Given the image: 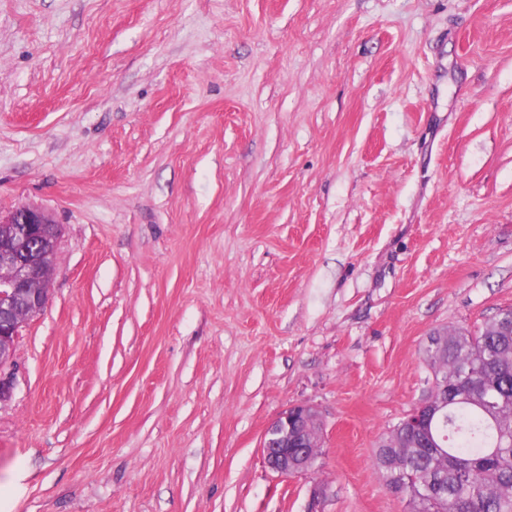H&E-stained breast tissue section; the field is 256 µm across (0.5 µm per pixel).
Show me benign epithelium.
<instances>
[{
	"label": "benign epithelium",
	"mask_w": 512,
	"mask_h": 512,
	"mask_svg": "<svg viewBox=\"0 0 512 512\" xmlns=\"http://www.w3.org/2000/svg\"><path fill=\"white\" fill-rule=\"evenodd\" d=\"M0 224L11 226L13 242L0 243V402L13 389L12 365L16 342L28 320L40 314L49 299L50 274L55 265L59 225L44 210L20 207ZM442 402L435 407L430 397L404 417L402 425L418 433L443 417ZM321 419L310 405L285 409L267 428L262 454L274 472L299 475L309 472L319 456Z\"/></svg>",
	"instance_id": "benign-epithelium-1"
}]
</instances>
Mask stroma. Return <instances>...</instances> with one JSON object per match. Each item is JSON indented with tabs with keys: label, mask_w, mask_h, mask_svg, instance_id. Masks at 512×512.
<instances>
[{
	"label": "stroma",
	"mask_w": 512,
	"mask_h": 512,
	"mask_svg": "<svg viewBox=\"0 0 512 512\" xmlns=\"http://www.w3.org/2000/svg\"><path fill=\"white\" fill-rule=\"evenodd\" d=\"M21 206L62 234L0 512H407L375 446L428 335L512 308V0H0ZM321 419L310 405L296 404L285 409L267 428L262 454L274 472L299 475L309 472L319 456Z\"/></svg>",
	"instance_id": "35a3bbf8"
}]
</instances>
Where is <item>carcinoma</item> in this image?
Masks as SVG:
<instances>
[{
    "mask_svg": "<svg viewBox=\"0 0 512 512\" xmlns=\"http://www.w3.org/2000/svg\"><path fill=\"white\" fill-rule=\"evenodd\" d=\"M446 350L423 353L448 377L447 441L413 448L415 436L392 431L394 448L375 450L387 489L407 482L409 512H512V329L494 317L478 331L454 328ZM495 394L492 407L484 394Z\"/></svg>",
    "mask_w": 512,
    "mask_h": 512,
    "instance_id": "1",
    "label": "carcinoma"
}]
</instances>
